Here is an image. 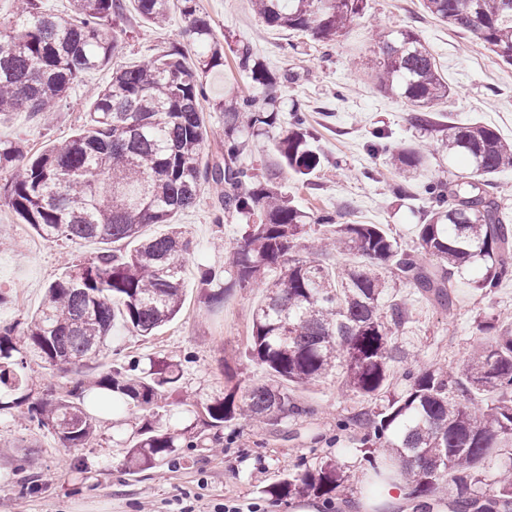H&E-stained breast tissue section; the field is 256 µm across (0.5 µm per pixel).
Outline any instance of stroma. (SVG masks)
I'll list each match as a JSON object with an SVG mask.
<instances>
[{"label":"stroma","instance_id":"35a3bbf8","mask_svg":"<svg viewBox=\"0 0 512 512\" xmlns=\"http://www.w3.org/2000/svg\"><path fill=\"white\" fill-rule=\"evenodd\" d=\"M197 6L209 15L214 35L224 46L223 67L206 79L211 99L231 106L244 98L262 97V86L239 66L242 47H250L256 64L274 77L277 123L259 136L242 132L239 162L255 181L275 177L291 204L302 211L330 213L339 224L382 225L402 247L411 249L428 208L425 184L451 181L459 169L438 149L444 126L478 123L512 142V66L474 35L448 29L425 11L422 0H367L364 16L328 46L268 26L254 12L252 0H198ZM185 26L176 7L161 27L129 11L117 31L118 63H137L182 43ZM404 30L416 32L429 46L451 89L448 99L437 106L431 127L417 126L404 101L368 77L378 56L377 32L395 35ZM111 75L108 68L88 73L51 124L14 113L0 123V139L18 143L27 159L68 139L86 122L89 90L105 84ZM297 105L322 154L320 167L304 180L282 165L275 147ZM379 131L394 147L430 144L433 152L426 168L412 178L399 174L374 146ZM215 204L213 192L204 188L173 218L193 241L177 319L151 338L126 335L106 348L116 364L136 357H166L178 363L181 392L169 396L156 417L165 426L175 422L181 396L204 403L221 394L226 373H234L245 384L270 379L244 356L262 287L231 289L223 306L213 309L200 301L201 270L223 267L245 222L244 217L230 215L223 227H216ZM103 249L100 243L46 242L15 213L0 207V293L7 298L0 305V324L30 318L41 305L46 285L64 272L69 261L91 260ZM406 299V361L393 367V383L400 390L405 387L400 378L404 367L424 362L458 366L479 336V322L497 316L512 324V280L487 296L461 287L449 314L416 294H407ZM291 394L307 412L286 418L280 432L258 430L244 419L218 435L197 426L194 447L180 449L176 461L136 474L126 467L124 443L145 420L138 410L116 419L98 415L94 436L82 448L65 447L47 430L30 425L19 409L2 410L0 512H140L148 505L154 512H177L183 503L191 505L192 512H217L227 500L256 502L264 512H299L303 507L308 512H341L343 502L358 496L367 468L356 430L340 433L336 424L357 411L373 409L374 403L342 393L331 379L292 388ZM328 458L348 476L331 498L265 495V488L284 475L304 473Z\"/></svg>","mask_w":512,"mask_h":512}]
</instances>
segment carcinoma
Listing matches in <instances>:
<instances>
[{"instance_id":"cac0c4a2","label":"carcinoma","mask_w":512,"mask_h":512,"mask_svg":"<svg viewBox=\"0 0 512 512\" xmlns=\"http://www.w3.org/2000/svg\"><path fill=\"white\" fill-rule=\"evenodd\" d=\"M0 14V117L27 112L45 123L84 74L109 65L116 28L126 18L127 0H73L72 14L45 13L37 0H13ZM140 17L166 22L172 0H134ZM188 18L184 35L196 49L187 62L182 47L132 66L112 70V80L91 96L86 125L71 139L40 152L0 188V206L11 208L45 241L133 242L135 247L102 251L92 262L67 267L46 289L41 308L25 326L0 325V410L25 407L30 424L54 434L69 448H82L94 434L96 415L123 414L130 406L151 411L180 389L178 365L151 358L147 365L107 367L94 379L79 375L69 389L30 400L34 380L29 360L40 367L88 368L100 361L116 320L138 336H149L172 321L183 306L182 283L192 242L171 229L146 236L149 224H169L194 202L204 185L220 188L216 223L236 213L246 218L240 244L227 267L202 271L208 308L224 303L228 287L251 288L266 269L280 266L252 311L249 354L278 378L276 382L227 386L224 393L192 406L202 424L222 431L245 416L274 426L300 407L286 386H312L328 377L359 397L381 399L375 411H360L343 426L360 430L365 461L376 480L365 488L377 500L385 483L400 477L422 499L424 512L443 491L452 493V512H512V326L491 317L477 325L482 334L455 370L438 365L407 367L406 388L389 390L390 362L401 353L409 322L395 288L407 285L438 308L456 302L457 279L486 295L512 277V227L503 222L491 178L512 168V144L483 125H450L441 140L448 160L465 167L454 180L426 188V222L418 246L403 249L379 224H331L308 237L307 215L273 182L255 184L235 165L239 134L275 123L252 98L224 110L222 157L201 163L209 138L202 115L208 95L206 74L224 65V46L214 41L208 15L196 0H181ZM255 0L268 24L305 33L322 43L337 40L365 13L367 0ZM426 11L471 33L500 60L512 65V0H423ZM371 74L384 92L415 112L421 126L450 90L428 46L413 31L379 42ZM300 113L279 137L285 167L312 174L321 154ZM391 165L415 175L426 149L407 147L390 154ZM357 255L358 263L327 268L319 256ZM439 259L430 267L424 256ZM188 430L149 424L127 448L137 471L171 459ZM384 448L386 454L375 455ZM452 475L449 486L443 473ZM347 475L329 460L290 475L271 496H331Z\"/></svg>"}]
</instances>
